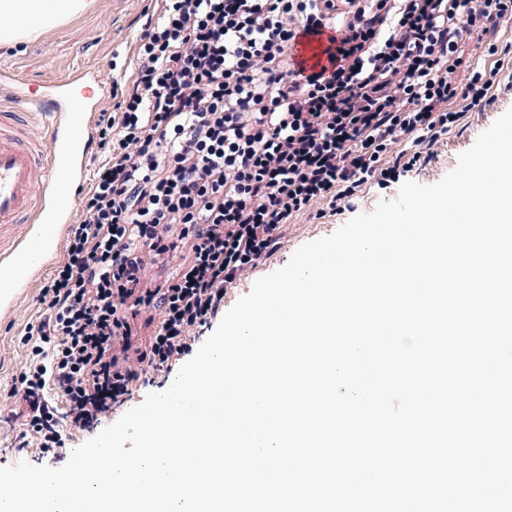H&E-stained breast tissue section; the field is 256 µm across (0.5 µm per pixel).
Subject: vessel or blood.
Wrapping results in <instances>:
<instances>
[{
  "mask_svg": "<svg viewBox=\"0 0 512 512\" xmlns=\"http://www.w3.org/2000/svg\"><path fill=\"white\" fill-rule=\"evenodd\" d=\"M335 36L332 30L297 36L289 47L292 66L308 71L326 67V49ZM0 77L12 83L14 111L59 115L49 131V148L43 151L21 138L9 115L0 114V224L16 223L22 215L31 224L57 228L70 223L73 202L65 187L85 175V114L107 86L87 70L40 92L13 79L10 71L0 72Z\"/></svg>",
  "mask_w": 512,
  "mask_h": 512,
  "instance_id": "b4317fda",
  "label": "vessel or blood"
}]
</instances>
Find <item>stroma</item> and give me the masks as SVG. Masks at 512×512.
I'll return each mask as SVG.
<instances>
[{
	"label": "stroma",
	"mask_w": 512,
	"mask_h": 512,
	"mask_svg": "<svg viewBox=\"0 0 512 512\" xmlns=\"http://www.w3.org/2000/svg\"><path fill=\"white\" fill-rule=\"evenodd\" d=\"M156 11L155 0H96L92 8L40 30L29 40L12 46L0 45V68L12 69L17 77L32 85L67 79L79 69L94 71L112 87L111 94L91 115L92 122H99L102 113L114 110L121 91L131 87L137 43ZM511 108L512 98L503 95L492 104L469 108L464 117L465 129L453 131L447 139L434 145L433 159L424 170L413 174V181L430 185L441 180L454 169L458 155ZM347 220L344 214L319 220L305 217L291 220L272 260L228 285L225 307H232L248 294L257 278L285 266L301 245L331 235ZM57 262V257H48L43 267L34 270L9 299L0 300V397L7 396L25 358L19 339L44 311L41 290ZM68 458L65 450L55 455L41 453L32 446L17 450L12 429L0 422V467L21 461L59 467Z\"/></svg>",
	"instance_id": "1"
}]
</instances>
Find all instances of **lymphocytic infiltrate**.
Instances as JSON below:
<instances>
[{
	"label": "lymphocytic infiltrate",
	"mask_w": 512,
	"mask_h": 512,
	"mask_svg": "<svg viewBox=\"0 0 512 512\" xmlns=\"http://www.w3.org/2000/svg\"><path fill=\"white\" fill-rule=\"evenodd\" d=\"M133 88L98 125L103 159L19 342L16 441L46 453L96 428L180 365L224 310V289L270 260L288 222L352 209L365 186L422 170L485 102L512 48V0H156ZM343 36L331 77L294 74L296 26ZM484 45L495 65L465 58ZM470 76L453 81L459 68ZM180 263L149 286L145 265ZM157 309L132 348L129 316Z\"/></svg>",
	"instance_id": "obj_1"
}]
</instances>
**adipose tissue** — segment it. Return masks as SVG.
<instances>
[{
  "instance_id": "ef3b65f1",
  "label": "adipose tissue",
  "mask_w": 512,
  "mask_h": 512,
  "mask_svg": "<svg viewBox=\"0 0 512 512\" xmlns=\"http://www.w3.org/2000/svg\"><path fill=\"white\" fill-rule=\"evenodd\" d=\"M93 0H0V41L17 42L29 37L35 26L87 10Z\"/></svg>"
}]
</instances>
